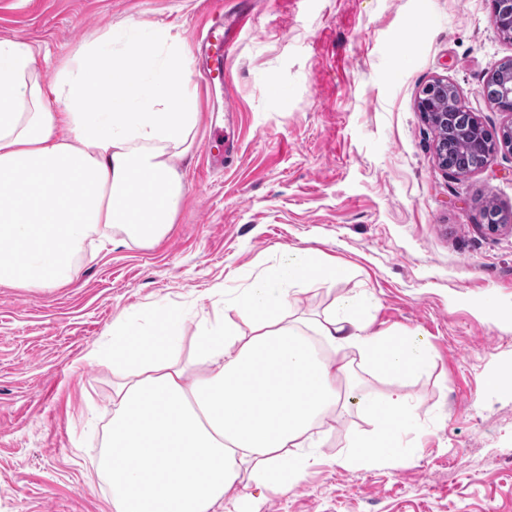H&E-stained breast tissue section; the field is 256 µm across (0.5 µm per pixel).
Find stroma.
Returning <instances> with one entry per match:
<instances>
[{
    "label": "stroma",
    "mask_w": 512,
    "mask_h": 512,
    "mask_svg": "<svg viewBox=\"0 0 512 512\" xmlns=\"http://www.w3.org/2000/svg\"><path fill=\"white\" fill-rule=\"evenodd\" d=\"M213 0H0V38L28 42L45 82L86 40L114 27L171 26L192 46ZM512 59L490 0H255L254 29L229 66L232 101L192 77L201 120L175 165L184 184L175 223L152 245L86 244L55 288L0 283V512H112L97 476L111 415L112 368L90 350L134 311L185 313L183 353L223 316L214 290L313 249L350 264L312 285L295 310L322 316L351 291L374 294L371 329L418 334L434 349L409 387L419 446L397 467L344 468L334 457L369 419L337 416L326 465L267 495L259 512H512V222L483 228L491 200L512 215V151L448 175L436 131L416 108L437 79L490 133L512 115L481 93ZM237 142L223 170L205 149L210 118Z\"/></svg>",
    "instance_id": "35a3bbf8"
}]
</instances>
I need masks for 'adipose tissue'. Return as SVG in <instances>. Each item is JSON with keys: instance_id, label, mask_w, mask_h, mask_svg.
I'll return each mask as SVG.
<instances>
[{"instance_id": "obj_1", "label": "adipose tissue", "mask_w": 512, "mask_h": 512, "mask_svg": "<svg viewBox=\"0 0 512 512\" xmlns=\"http://www.w3.org/2000/svg\"><path fill=\"white\" fill-rule=\"evenodd\" d=\"M199 121L185 54L170 28L84 42L44 84L24 41L0 38V282L51 288L108 229L153 243L174 224L184 185L171 152ZM316 252L288 253L224 294L230 316L178 356L184 316L136 315L87 359L111 363L112 418L99 474L113 512H258L254 491L286 492L322 463L321 433L341 411L371 419L337 463L398 465L420 406L406 386L432 361L421 336L369 330L374 297L338 298L318 319L291 306L297 285L347 277ZM388 383L361 387L350 354Z\"/></svg>"}]
</instances>
